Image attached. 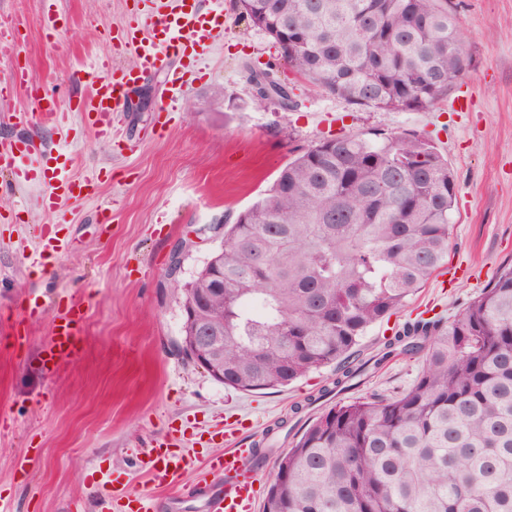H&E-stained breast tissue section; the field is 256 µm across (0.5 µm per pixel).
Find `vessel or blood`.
I'll return each mask as SVG.
<instances>
[{
	"mask_svg": "<svg viewBox=\"0 0 512 512\" xmlns=\"http://www.w3.org/2000/svg\"><path fill=\"white\" fill-rule=\"evenodd\" d=\"M144 8L139 19L123 28L119 38L122 51L130 53L135 63L130 67L113 66L111 58L83 70L80 79L91 89V102L81 116L103 136L111 135L112 126L127 105L128 94L148 75L167 72L172 94L162 104L165 112H173L179 102L178 93L194 79L193 66L204 58L221 30L222 11L202 10L198 0H142ZM173 57L185 59L183 70L170 69ZM9 88L23 90L34 98L35 113L14 115L18 132L0 138V172L8 173L9 189L44 187L42 198L46 209L61 203L93 197L98 177L78 178L72 175L69 154L47 148L28 126L58 122L65 112L64 102L56 95L34 87L27 70H13ZM85 313L80 304L71 305L53 319L52 336L46 348L47 361L60 368L74 361L81 353ZM254 450L250 444L211 456L206 465L216 478L215 483L201 487L205 512H251L259 472L251 467ZM190 463L184 453L156 446L150 456L148 472L154 488L176 486ZM117 512H154L152 491H126L116 500Z\"/></svg>",
	"mask_w": 512,
	"mask_h": 512,
	"instance_id": "b4317fda",
	"label": "vessel or blood"
}]
</instances>
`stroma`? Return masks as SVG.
Masks as SVG:
<instances>
[{
    "label": "stroma",
    "mask_w": 512,
    "mask_h": 512,
    "mask_svg": "<svg viewBox=\"0 0 512 512\" xmlns=\"http://www.w3.org/2000/svg\"><path fill=\"white\" fill-rule=\"evenodd\" d=\"M134 2L56 0L67 22L51 41L37 24L43 0H0V22L28 18L18 60L36 85L66 100L84 94L78 71L113 51ZM216 3L224 28L177 111L159 113L158 73L140 84L146 108L124 112L111 139L75 112L66 130L34 126L72 154L75 176L111 172L96 197L53 213L41 190L0 194V503L9 512H85L106 471L149 489L146 462L157 443L171 437L174 450L200 457L223 452L213 425L259 436L332 376L328 367L278 390L224 387L178 351L182 298L167 278L182 240L195 242L185 283L220 243L211 225L233 222L290 158L325 138L416 131L435 141L457 180L447 265L368 330L361 353L424 310L455 313L512 263V0H458L468 72L418 112L361 109L308 86L270 37L239 19L235 0H202L207 9ZM266 67L291 84L293 108L257 102L249 72ZM52 223L59 246L45 250L41 266L28 265L40 226ZM74 299L86 312L83 349L54 371L45 363L54 311ZM420 370L414 358L390 362L352 394L405 388ZM24 457L32 463L22 474L14 465Z\"/></svg>",
    "instance_id": "1"
}]
</instances>
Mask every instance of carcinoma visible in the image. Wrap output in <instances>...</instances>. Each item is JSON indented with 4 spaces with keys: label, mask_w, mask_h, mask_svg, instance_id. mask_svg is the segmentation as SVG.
I'll list each match as a JSON object with an SVG mask.
<instances>
[{
    "label": "carcinoma",
    "mask_w": 512,
    "mask_h": 512,
    "mask_svg": "<svg viewBox=\"0 0 512 512\" xmlns=\"http://www.w3.org/2000/svg\"><path fill=\"white\" fill-rule=\"evenodd\" d=\"M293 73L358 107H433L465 75L448 0H238ZM257 101L293 106L270 70ZM456 178L416 132L338 136L295 155L194 279L172 288L224 362V386L284 387L336 366L294 424L262 512H512V266L450 318L353 349L448 259ZM422 360L389 396L346 398L392 360Z\"/></svg>",
    "instance_id": "carcinoma-1"
}]
</instances>
